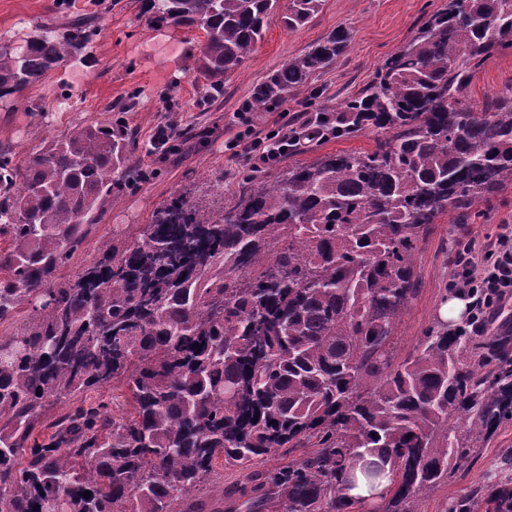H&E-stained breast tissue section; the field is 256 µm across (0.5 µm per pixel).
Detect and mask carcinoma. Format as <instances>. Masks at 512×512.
<instances>
[{
  "label": "carcinoma",
  "mask_w": 512,
  "mask_h": 512,
  "mask_svg": "<svg viewBox=\"0 0 512 512\" xmlns=\"http://www.w3.org/2000/svg\"><path fill=\"white\" fill-rule=\"evenodd\" d=\"M325 0H288L304 27ZM279 0H144L153 21L200 27L218 87L255 50ZM42 26L0 49V94L85 47ZM337 30L254 92L263 109L342 56ZM512 53V0H448L361 91L306 111L330 138L367 127L371 151L324 155L271 179L248 169L224 203L172 197L129 240L61 281L92 214L141 180L122 121L77 125L15 164L0 152V512H203L216 465L284 462L242 487L245 512H355L357 463L391 475L388 506L451 482L475 443L512 421V332L437 320L409 355L393 336L419 293L436 218L512 187V91L477 105L474 74ZM124 388L114 413L108 386ZM97 393L95 399L86 397ZM63 406L51 419L47 410ZM90 491V496L83 493ZM449 512H512L507 490Z\"/></svg>",
  "instance_id": "1"
}]
</instances>
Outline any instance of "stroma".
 <instances>
[{
	"label": "stroma",
	"mask_w": 512,
	"mask_h": 512,
	"mask_svg": "<svg viewBox=\"0 0 512 512\" xmlns=\"http://www.w3.org/2000/svg\"><path fill=\"white\" fill-rule=\"evenodd\" d=\"M441 7L447 0H325L322 10L304 28L288 30L280 15L267 21L263 38L243 66L225 76L224 91L211 95L197 72L205 35L169 23L149 21L141 0H0V48L23 49L38 26L61 29L64 22L91 18L85 48L52 70L42 82L0 96V149L20 163L78 124L106 122L124 108L137 137L133 156L146 180L128 188L116 206L100 211L89 227L83 248L69 266L77 271L98 256L112 240L122 239L132 224L150 223L173 195L224 188L225 199L239 192L240 174L248 162L233 155L230 142L241 130L239 112L257 86L288 58L303 54L331 31L352 33L346 54L316 76L310 88L331 99L356 93L369 84L376 68L412 39L421 24L425 2ZM512 87V54L494 55L476 73L475 102ZM307 89L284 97L277 105L249 112L261 133L288 131L304 111ZM174 127L175 149L167 157L150 152L157 126ZM377 129L366 128L344 140L314 142L306 151L282 157L266 174L297 162H311L338 151L372 150ZM481 216L460 224L455 212L438 216L416 256L419 294L405 311L395 333L394 351L405 356L432 326L446 295L456 293L460 267L448 260L459 240L484 245L504 228H512V189L491 201L477 203ZM512 488V422L477 443L461 469L460 481L444 483L423 496L417 512H446L452 498L464 491Z\"/></svg>",
	"instance_id": "35a3bbf8"
}]
</instances>
